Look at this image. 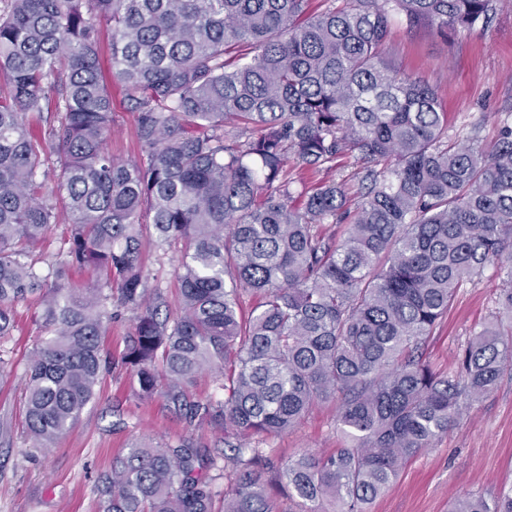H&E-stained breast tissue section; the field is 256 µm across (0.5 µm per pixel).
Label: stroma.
I'll return each mask as SVG.
<instances>
[{"instance_id": "obj_1", "label": "stroma", "mask_w": 512, "mask_h": 512, "mask_svg": "<svg viewBox=\"0 0 512 512\" xmlns=\"http://www.w3.org/2000/svg\"><path fill=\"white\" fill-rule=\"evenodd\" d=\"M385 60L406 76L434 90L448 114L449 139L491 149L504 126H512V0H495L486 28L460 30L442 38L436 27L391 24ZM115 124L107 140L114 158L136 160L140 147L135 116L120 91H113ZM141 265L148 275V298L163 296L178 312V257L162 254L144 237ZM500 281L489 264L479 281L467 284L426 344V359L440 372L455 374L467 339L499 308ZM43 305L31 299L16 306V324L0 337V512H99L95 486L112 460L134 444L199 448L224 445V423L212 416L191 422L169 412L162 398L140 400L121 357L135 325V314L120 310L103 339L111 364L95 397L78 421L49 447H35L23 429L24 389L29 359L43 340ZM345 442L336 425V406H318L293 429L267 439L280 461L304 451L322 455ZM512 486V370L497 389L449 427L435 447L409 461L370 512H449L454 497L493 496Z\"/></svg>"}]
</instances>
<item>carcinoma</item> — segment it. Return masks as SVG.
<instances>
[{"label":"carcinoma","instance_id":"1","mask_svg":"<svg viewBox=\"0 0 512 512\" xmlns=\"http://www.w3.org/2000/svg\"><path fill=\"white\" fill-rule=\"evenodd\" d=\"M306 4L0 0V335L33 296L47 335L25 389L27 432L47 446L94 396L114 299L136 313L122 364L138 398L159 393L174 414H215L227 429L222 448L127 449L99 478L100 512H273L279 489L302 512H368L512 366V128L488 152L448 142L436 94L383 57L391 15L446 36L486 25L494 0H328L316 15ZM101 22L138 161L106 147ZM342 156L358 167L356 196L334 180L295 193L288 169L320 173ZM61 210L65 259L43 275L23 258ZM324 224L346 226L341 244ZM149 225L163 252L180 253L174 317L146 301ZM505 254L499 315L457 375L436 371L428 338ZM70 267L97 279L73 288ZM203 371L224 390L216 406L187 391ZM327 401L347 439L336 452L279 468L252 444ZM451 512H512V489L468 494Z\"/></svg>","mask_w":512,"mask_h":512}]
</instances>
